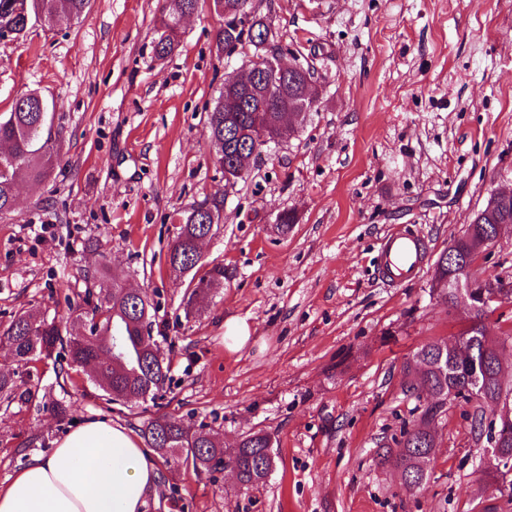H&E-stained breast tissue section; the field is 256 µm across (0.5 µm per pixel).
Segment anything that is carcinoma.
<instances>
[{"instance_id": "1", "label": "carcinoma", "mask_w": 512, "mask_h": 512, "mask_svg": "<svg viewBox=\"0 0 512 512\" xmlns=\"http://www.w3.org/2000/svg\"><path fill=\"white\" fill-rule=\"evenodd\" d=\"M92 0H0V31L12 33L15 41L26 38L36 24L54 28L79 20L91 7ZM200 0H165L157 29L154 52L159 57L172 54L180 43V20L198 10ZM212 7L224 16V27L216 36L217 55L238 43L254 48V56L263 62L279 52L276 33L267 18L253 10L251 0H212ZM300 80L286 79L279 102L301 113L314 108L299 94ZM262 89L244 92L232 104L225 103L224 90L218 91L208 114L207 137L216 150V163L221 170L244 181L250 170L239 171L241 158L261 157L264 148L280 135L272 123L274 114L256 113ZM53 105L36 93L19 96L11 110L0 114V213L11 212L15 203L17 183L25 177L42 182L52 176L61 159L46 131L53 117ZM224 194L217 192L190 206L180 214L179 231L172 242L169 270L183 274L201 262L197 241L211 231L212 218H222ZM512 224V200L505 204L488 198L485 206L473 217L468 229L473 234L459 238L461 247L469 250L479 241L483 226ZM226 278L222 265L210 268L197 286L183 299L185 313L193 311L207 296L209 286ZM84 303L92 306V319L86 336L63 334L62 321L36 309L27 310L0 329V342L7 345L13 361L25 365L51 356L66 362L67 367L88 371L89 381L110 402L135 406L164 398L170 383V364L158 359L160 351L152 335L156 308L148 296L128 291L118 276L112 275V288L103 293L85 292ZM440 343L424 345L406 363L404 377L408 389L429 390L434 405L405 423L396 447L378 454V464L399 472L402 485L408 490L420 488L428 479L435 440L430 430L434 410L450 399L470 402L466 363L455 353L438 349ZM14 373L0 369V394L7 401L32 400L33 394L15 391ZM139 432L146 445L165 463L181 462L196 473H210L231 466L237 469L238 481L249 489L266 479L273 470L275 457L268 434L258 431L241 438L238 446L224 443L204 428L192 429L176 418L155 412L142 420Z\"/></svg>"}]
</instances>
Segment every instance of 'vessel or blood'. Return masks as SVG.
<instances>
[{
  "instance_id": "vessel-or-blood-1",
  "label": "vessel or blood",
  "mask_w": 512,
  "mask_h": 512,
  "mask_svg": "<svg viewBox=\"0 0 512 512\" xmlns=\"http://www.w3.org/2000/svg\"><path fill=\"white\" fill-rule=\"evenodd\" d=\"M429 262V246L420 235L396 226L388 231L376 256L383 280L395 284L417 278Z\"/></svg>"
}]
</instances>
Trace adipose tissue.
Listing matches in <instances>:
<instances>
[{
    "label": "adipose tissue",
    "mask_w": 512,
    "mask_h": 512,
    "mask_svg": "<svg viewBox=\"0 0 512 512\" xmlns=\"http://www.w3.org/2000/svg\"><path fill=\"white\" fill-rule=\"evenodd\" d=\"M159 484L131 430L89 420L0 488V512H145Z\"/></svg>",
    "instance_id": "1"
}]
</instances>
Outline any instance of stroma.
<instances>
[{
    "label": "stroma",
    "instance_id": "1",
    "mask_svg": "<svg viewBox=\"0 0 512 512\" xmlns=\"http://www.w3.org/2000/svg\"><path fill=\"white\" fill-rule=\"evenodd\" d=\"M162 0H92L78 23L0 42V113L37 91L54 101L62 162L19 186L0 218V324L40 308L71 334L89 316L86 291L127 286L157 305L155 335L171 364L165 411L232 446L262 431L276 467L256 487L233 474L161 466L145 512H512V484L487 479L474 407L435 417L430 477L405 490L377 463L432 400L404 386L423 345L451 342L461 315L433 286V268L389 287L375 257L404 225L441 254L499 187L512 188V0H253L278 43L320 76L316 111L270 145L247 181L226 186L206 133L215 91L253 58L216 57L223 17L201 4L178 49H153ZM225 194L202 269L230 277L185 314L202 269L178 277L167 254L177 214ZM296 221L277 231L276 219ZM253 333L234 352L224 322ZM45 360L16 366L32 404L0 400V484L30 456L51 455L83 421L134 429L79 369L65 381ZM71 408L59 418L48 407Z\"/></svg>",
    "mask_w": 512,
    "mask_h": 512
}]
</instances>
